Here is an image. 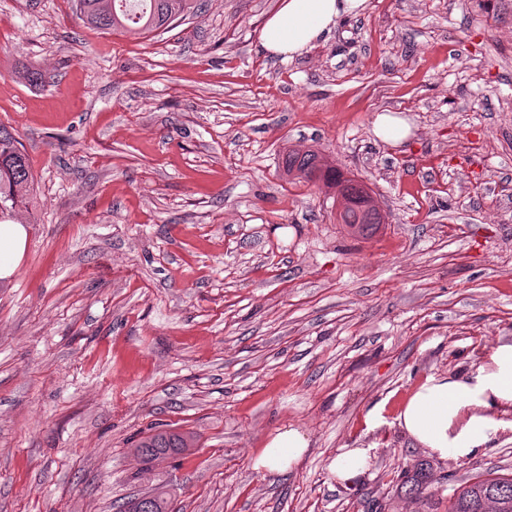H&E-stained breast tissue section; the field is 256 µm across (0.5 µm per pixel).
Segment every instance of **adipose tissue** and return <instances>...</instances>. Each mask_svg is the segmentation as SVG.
Listing matches in <instances>:
<instances>
[{
	"instance_id": "obj_1",
	"label": "adipose tissue",
	"mask_w": 512,
	"mask_h": 512,
	"mask_svg": "<svg viewBox=\"0 0 512 512\" xmlns=\"http://www.w3.org/2000/svg\"><path fill=\"white\" fill-rule=\"evenodd\" d=\"M367 0H280L260 29L263 50L273 58L293 59L325 39ZM25 225L0 224V280L11 278L28 247ZM512 412V343L494 345L466 371L431 374L404 399L394 416L402 434L445 460L465 459L486 447ZM309 440L296 427L280 428L253 459L255 470L284 474L302 460ZM367 448H346L327 469L337 484L349 487L369 467Z\"/></svg>"
}]
</instances>
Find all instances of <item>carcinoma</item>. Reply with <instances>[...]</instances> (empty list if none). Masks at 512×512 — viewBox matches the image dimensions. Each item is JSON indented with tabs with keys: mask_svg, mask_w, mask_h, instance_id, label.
I'll return each instance as SVG.
<instances>
[{
	"mask_svg": "<svg viewBox=\"0 0 512 512\" xmlns=\"http://www.w3.org/2000/svg\"><path fill=\"white\" fill-rule=\"evenodd\" d=\"M79 19L101 30L123 29L134 35L166 30L202 10L199 0H75ZM290 175L304 181L322 180L339 186L349 183L336 168L322 163L313 151L290 152L285 159ZM34 179L21 143L9 127L0 124V222L30 224ZM191 436L164 430L141 440L136 456L143 463L180 455L189 448ZM426 483L416 475H405V494L419 497ZM448 512H512V477L481 478L460 489L448 504Z\"/></svg>",
	"mask_w": 512,
	"mask_h": 512,
	"instance_id": "1",
	"label": "carcinoma"
}]
</instances>
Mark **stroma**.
Returning a JSON list of instances; mask_svg holds the SVG:
<instances>
[{
  "instance_id": "35a3bbf8",
  "label": "stroma",
  "mask_w": 512,
  "mask_h": 512,
  "mask_svg": "<svg viewBox=\"0 0 512 512\" xmlns=\"http://www.w3.org/2000/svg\"><path fill=\"white\" fill-rule=\"evenodd\" d=\"M277 3L205 0L135 38L73 0H0V123L37 219L0 283V512H119L160 487L171 512H448L512 476L511 428L440 460L366 422L512 342V0H368L289 61L259 42ZM386 110L402 142L376 135ZM291 149L363 182L383 224L337 223L334 189L284 174ZM288 426L301 463L255 471ZM164 428L191 447L139 462ZM367 446L337 485L330 460ZM372 447L345 448L333 458L327 465L331 475L336 478V483L342 487H350L369 467L372 456Z\"/></svg>"
}]
</instances>
